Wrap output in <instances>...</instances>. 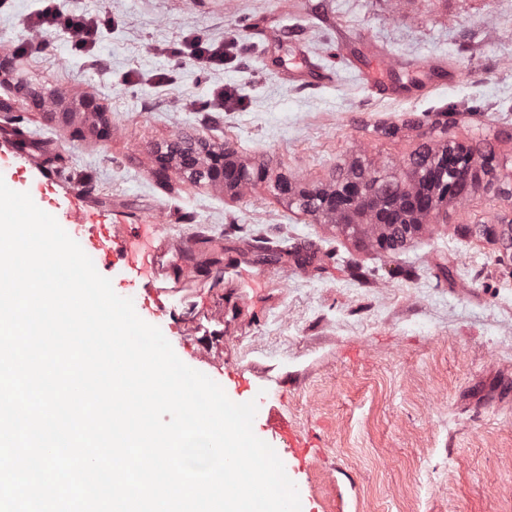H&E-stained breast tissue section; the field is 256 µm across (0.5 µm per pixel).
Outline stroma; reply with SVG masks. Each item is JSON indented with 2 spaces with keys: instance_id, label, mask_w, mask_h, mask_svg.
Returning <instances> with one entry per match:
<instances>
[{
  "instance_id": "35a3bbf8",
  "label": "stroma",
  "mask_w": 512,
  "mask_h": 512,
  "mask_svg": "<svg viewBox=\"0 0 512 512\" xmlns=\"http://www.w3.org/2000/svg\"><path fill=\"white\" fill-rule=\"evenodd\" d=\"M111 20L92 56L51 32L13 46L37 0L0 6V142L103 229L153 217L167 241L161 330L183 359L200 346L243 376L310 446L304 512H512V260L465 224L512 213V0H60ZM194 35L224 45L223 69L181 55ZM310 60L332 82L288 83ZM385 63L372 94L362 73ZM223 111L206 110L217 87ZM110 124L99 136L84 98ZM191 98L200 111H179ZM232 147L236 192L177 175L155 149L180 131ZM457 145L479 178L407 245L383 252L290 206L284 173L322 187L358 161L401 173L423 145ZM99 191H84L80 179Z\"/></svg>"
}]
</instances>
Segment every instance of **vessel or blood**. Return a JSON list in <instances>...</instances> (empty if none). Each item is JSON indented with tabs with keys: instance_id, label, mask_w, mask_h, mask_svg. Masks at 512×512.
<instances>
[{
	"instance_id": "obj_1",
	"label": "vessel or blood",
	"mask_w": 512,
	"mask_h": 512,
	"mask_svg": "<svg viewBox=\"0 0 512 512\" xmlns=\"http://www.w3.org/2000/svg\"><path fill=\"white\" fill-rule=\"evenodd\" d=\"M55 214L71 229V237L91 258L94 266L111 272L114 283L142 291L150 298L152 308L140 309L138 315L149 324H157L169 307L163 288L157 287V271L151 261L155 245L165 242L164 227L160 224H129L105 233L97 225L88 223L83 210L56 201ZM274 436L286 442L288 455L283 460L285 469H292L295 461L305 458L307 450L298 436L283 426H275Z\"/></svg>"
}]
</instances>
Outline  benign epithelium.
<instances>
[{"label": "benign epithelium", "instance_id": "obj_1", "mask_svg": "<svg viewBox=\"0 0 512 512\" xmlns=\"http://www.w3.org/2000/svg\"><path fill=\"white\" fill-rule=\"evenodd\" d=\"M471 162L470 153L458 146L424 147L413 154L404 175L412 193L426 194L430 201L411 207L385 194L386 190L394 189L393 176L368 171L360 164L339 174L323 190H300L286 176L276 178L273 187L278 196L305 209V213L331 220L354 237L363 225H376L378 237L371 244L387 252L404 246L448 198L466 197L476 178ZM156 164L155 174L161 179L174 171L193 182L220 184L226 189H234L251 178L249 168L236 161L232 148H215L188 132L176 134L158 150ZM461 230L486 238L496 234L501 245L512 250V214L494 225L464 224Z\"/></svg>", "mask_w": 512, "mask_h": 512}]
</instances>
